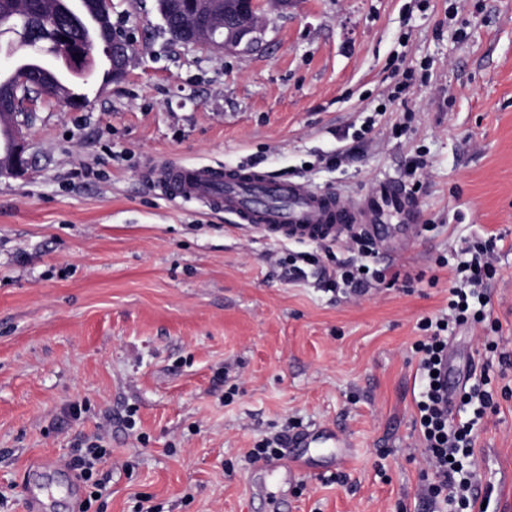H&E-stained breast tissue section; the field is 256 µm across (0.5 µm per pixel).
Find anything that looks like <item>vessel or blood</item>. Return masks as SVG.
<instances>
[{"mask_svg": "<svg viewBox=\"0 0 512 512\" xmlns=\"http://www.w3.org/2000/svg\"><path fill=\"white\" fill-rule=\"evenodd\" d=\"M108 70L107 55H100L94 76L79 87V94L96 96ZM154 183L171 201H193L234 214L240 223L285 240H335L350 229L370 228L375 220L371 209L338 192L277 180L253 168L165 161L156 164Z\"/></svg>", "mask_w": 512, "mask_h": 512, "instance_id": "vessel-or-blood-1", "label": "vessel or blood"}]
</instances>
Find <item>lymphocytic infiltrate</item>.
<instances>
[{
    "label": "lymphocytic infiltrate",
    "mask_w": 512,
    "mask_h": 512,
    "mask_svg": "<svg viewBox=\"0 0 512 512\" xmlns=\"http://www.w3.org/2000/svg\"><path fill=\"white\" fill-rule=\"evenodd\" d=\"M497 247L496 238L491 237L467 248L466 259L453 269L447 314L422 319L418 324L422 336L413 345L422 381L417 410L423 457L427 464V491L434 500L448 495L460 512H474L480 498L471 456L476 421L492 406V395L487 389L490 377L481 374L478 382L461 390V397L473 411L472 418L462 419L455 417L444 404L435 373L440 369L448 351V339L455 329L486 318L488 298L484 287L497 272L493 263Z\"/></svg>",
    "instance_id": "obj_1"
}]
</instances>
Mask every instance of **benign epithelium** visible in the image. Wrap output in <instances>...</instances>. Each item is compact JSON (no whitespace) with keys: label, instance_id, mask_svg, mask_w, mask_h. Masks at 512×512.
Wrapping results in <instances>:
<instances>
[{"label":"benign epithelium","instance_id":"obj_1","mask_svg":"<svg viewBox=\"0 0 512 512\" xmlns=\"http://www.w3.org/2000/svg\"><path fill=\"white\" fill-rule=\"evenodd\" d=\"M185 9L180 17V30L188 44L205 45L215 51L232 52L243 47L248 49L257 43L260 0H184ZM75 72H82L90 65V58L76 51L60 47ZM129 64V53L120 44L112 48V80L124 78ZM16 98L11 111L3 113L12 131V153L0 158V176H19L28 166L27 141L23 129L43 97L30 89L25 73L15 74Z\"/></svg>","mask_w":512,"mask_h":512}]
</instances>
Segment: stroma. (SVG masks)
Instances as JSON below:
<instances>
[{"label": "stroma", "mask_w": 512, "mask_h": 512, "mask_svg": "<svg viewBox=\"0 0 512 512\" xmlns=\"http://www.w3.org/2000/svg\"><path fill=\"white\" fill-rule=\"evenodd\" d=\"M260 17L258 44L224 54L174 40L156 0H112L126 77L82 109L38 101L30 166L0 177V512H80L68 464L100 433L94 512H430L412 345L491 234L488 320L452 343L489 369L473 460L487 512H512V0H264ZM166 155L371 203L384 279L355 298L285 280L289 255H351L168 200L148 175ZM320 425L350 440L345 464L247 457ZM285 439L284 436L278 435L261 441L248 453V459L251 461H267L263 464V466L266 467L274 465V461L270 460L278 459L283 456L282 447H285Z\"/></svg>", "instance_id": "35a3bbf8"}]
</instances>
